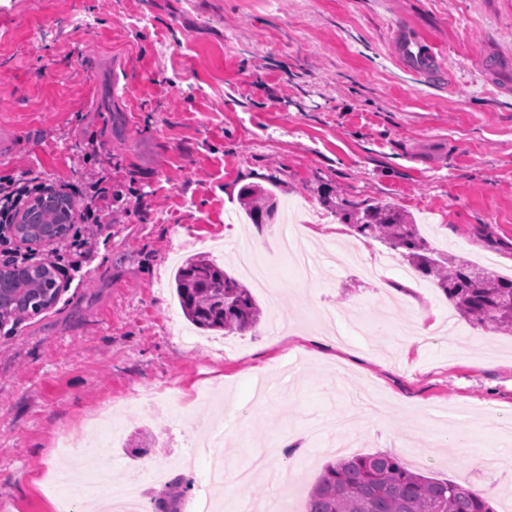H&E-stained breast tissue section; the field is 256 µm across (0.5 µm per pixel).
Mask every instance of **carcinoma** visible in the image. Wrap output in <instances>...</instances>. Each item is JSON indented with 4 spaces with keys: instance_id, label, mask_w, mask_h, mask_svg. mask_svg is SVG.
Returning a JSON list of instances; mask_svg holds the SVG:
<instances>
[{
    "instance_id": "obj_1",
    "label": "carcinoma",
    "mask_w": 512,
    "mask_h": 512,
    "mask_svg": "<svg viewBox=\"0 0 512 512\" xmlns=\"http://www.w3.org/2000/svg\"><path fill=\"white\" fill-rule=\"evenodd\" d=\"M240 197L254 224L274 223L278 205L260 185L241 188ZM336 215L368 239L402 250L410 267L433 279L461 315L490 332L512 333V278L501 277L466 260L441 258L411 218L391 202H354L336 197ZM31 276L17 285L11 305L0 307V323L15 322L53 306L60 288L56 269L29 265ZM175 288L188 321L198 329L243 333L256 327L261 311L248 288L213 262L190 258L179 267ZM181 492L176 485L154 500L155 512H173ZM306 512H495L488 497L449 479L422 476L399 456L376 452L347 456L324 466L310 490Z\"/></svg>"
}]
</instances>
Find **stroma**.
Masks as SVG:
<instances>
[{
    "label": "stroma",
    "mask_w": 512,
    "mask_h": 512,
    "mask_svg": "<svg viewBox=\"0 0 512 512\" xmlns=\"http://www.w3.org/2000/svg\"><path fill=\"white\" fill-rule=\"evenodd\" d=\"M401 26L441 52L444 77L403 70ZM28 169L57 190L100 173L122 200L83 283L0 325V512H55L54 443L106 406L144 446L117 449L106 483L217 429L240 464L295 434L306 467L294 480L230 479L222 496L284 495L305 512L334 459L314 453L306 417L336 414L353 454L393 452L424 476L472 482L495 512L512 507V468L467 454L512 446L499 428L512 419V336L455 316L426 280L405 284V320L459 334L406 348L386 327L404 259L377 289L316 251L331 241L370 259L383 242L331 211L301 225L317 285L275 262L277 303L254 294L263 322L209 332L204 348L181 334L174 285L176 260L216 242L235 276L241 237L273 259L278 225L251 224L239 199L271 176L286 207L391 202L440 254L489 257L512 277V0H0V176ZM325 307L343 336L311 341L306 318ZM159 395L180 416L140 412Z\"/></svg>",
    "instance_id": "stroma-1"
}]
</instances>
